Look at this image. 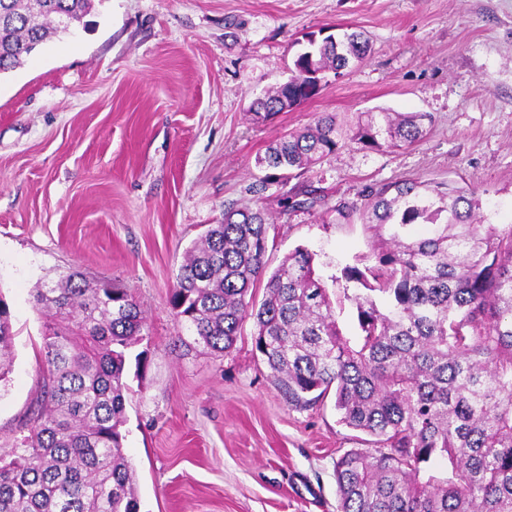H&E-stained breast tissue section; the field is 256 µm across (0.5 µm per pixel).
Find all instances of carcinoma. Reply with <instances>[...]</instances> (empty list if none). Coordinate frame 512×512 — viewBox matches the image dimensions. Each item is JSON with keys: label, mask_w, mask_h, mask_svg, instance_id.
Wrapping results in <instances>:
<instances>
[{"label": "carcinoma", "mask_w": 512, "mask_h": 512, "mask_svg": "<svg viewBox=\"0 0 512 512\" xmlns=\"http://www.w3.org/2000/svg\"><path fill=\"white\" fill-rule=\"evenodd\" d=\"M92 0H0V73L78 26ZM369 52L363 33L310 41L288 80L255 98L258 120L295 107L321 73ZM423 112H362L349 140L397 147L426 133ZM341 147L336 117L268 146L257 163L288 174ZM362 214L372 264L323 277L306 248L290 252L265 284L269 222L263 209L224 210L186 251L169 304L187 347L230 351L244 321L253 348L288 403L334 392L340 422L371 437L335 464L340 512H512V227L476 223L479 200L453 182L405 180L367 192ZM350 302L346 337L334 304ZM47 318L40 394L28 434L0 456V512H140L122 427L126 373L146 352L144 312L110 280L73 270L35 290ZM9 308L0 300V384L10 372ZM448 461L451 476L428 468Z\"/></svg>", "instance_id": "carcinoma-1"}]
</instances>
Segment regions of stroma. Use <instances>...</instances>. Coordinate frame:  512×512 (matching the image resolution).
<instances>
[{
  "label": "stroma",
  "mask_w": 512,
  "mask_h": 512,
  "mask_svg": "<svg viewBox=\"0 0 512 512\" xmlns=\"http://www.w3.org/2000/svg\"><path fill=\"white\" fill-rule=\"evenodd\" d=\"M84 22L0 75V298L16 333L0 453L39 394L33 290L76 267L130 289L147 317L123 427L141 512H339L335 462L364 434L333 398L288 405L253 321L220 357L179 345L170 291L228 208H265L268 269L304 246L325 276L370 253L360 219L336 218L370 186L449 180L477 192L484 223L512 226V0H93ZM347 26L369 40L363 63L254 121L251 100L287 80L303 36ZM379 108L432 124L414 145H348L287 179L257 163L319 113L350 125Z\"/></svg>",
  "instance_id": "1"
}]
</instances>
